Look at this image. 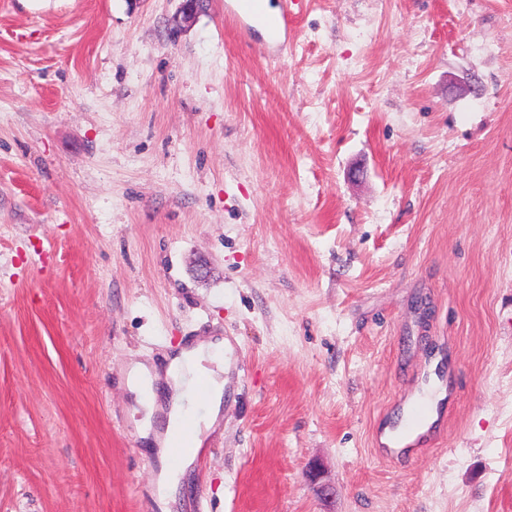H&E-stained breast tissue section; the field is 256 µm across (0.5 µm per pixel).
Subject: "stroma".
Masks as SVG:
<instances>
[{
    "mask_svg": "<svg viewBox=\"0 0 512 512\" xmlns=\"http://www.w3.org/2000/svg\"><path fill=\"white\" fill-rule=\"evenodd\" d=\"M180 7L0 0V512H160L127 373L211 336L170 512H512V0H299L270 50ZM430 390H432V392L434 393L433 415L430 416L431 407L429 402L424 397L417 398L416 396H414L409 401H407L405 405L406 422L408 427L412 430L418 429L429 418L425 427L421 430L424 431L428 428L430 424H432L436 420L435 408L437 402L443 399L444 392L439 390L438 380L435 375H431Z\"/></svg>",
    "mask_w": 512,
    "mask_h": 512,
    "instance_id": "obj_1",
    "label": "stroma"
}]
</instances>
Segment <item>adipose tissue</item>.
Listing matches in <instances>:
<instances>
[{"label":"adipose tissue","instance_id":"obj_1","mask_svg":"<svg viewBox=\"0 0 512 512\" xmlns=\"http://www.w3.org/2000/svg\"><path fill=\"white\" fill-rule=\"evenodd\" d=\"M224 352L223 341L205 340L180 348L170 356L163 377H156L144 364L134 366L128 377V385L138 401L154 404L164 399L167 407V431L178 430L185 418V402L193 380L201 379L206 384L205 402L208 415L203 419L204 428H211L219 420L224 398ZM163 380L162 392H155L156 380Z\"/></svg>","mask_w":512,"mask_h":512}]
</instances>
